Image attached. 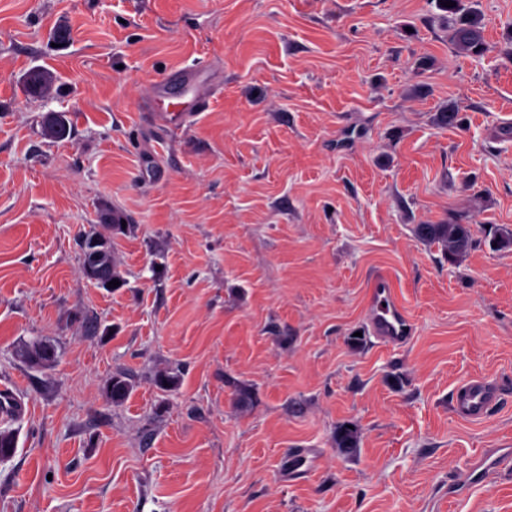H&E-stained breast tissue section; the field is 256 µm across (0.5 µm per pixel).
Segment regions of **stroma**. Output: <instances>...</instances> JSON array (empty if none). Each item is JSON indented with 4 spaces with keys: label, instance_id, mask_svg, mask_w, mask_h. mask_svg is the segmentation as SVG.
I'll return each instance as SVG.
<instances>
[{
    "label": "stroma",
    "instance_id": "stroma-1",
    "mask_svg": "<svg viewBox=\"0 0 512 512\" xmlns=\"http://www.w3.org/2000/svg\"><path fill=\"white\" fill-rule=\"evenodd\" d=\"M478 10L471 57L436 0H0V393L25 405L0 415V512H512V476L448 490L512 444V0ZM216 62L193 126L134 112ZM454 217L476 244L451 263L416 228ZM91 233L119 287L83 276ZM379 272L416 323L401 348L365 321ZM37 338L52 366L18 358ZM479 376L504 400L458 419ZM97 251H101L100 264L105 267L108 280L111 282L113 279H115L112 253L110 249L104 245L102 238L96 236L95 234L88 235L84 240L81 258L82 273L86 278H88L86 270L87 257L89 254ZM503 391L495 382L476 377L460 384L451 399L452 413L461 419L479 422L503 400Z\"/></svg>",
    "mask_w": 512,
    "mask_h": 512
}]
</instances>
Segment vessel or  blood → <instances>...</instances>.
I'll use <instances>...</instances> for the list:
<instances>
[{"mask_svg":"<svg viewBox=\"0 0 512 512\" xmlns=\"http://www.w3.org/2000/svg\"><path fill=\"white\" fill-rule=\"evenodd\" d=\"M169 83L178 84L184 96L174 109L157 110L161 98L159 85H151L138 101L137 109L150 112L155 122L170 129L190 126L221 88V72L216 68L203 71L183 68L173 71ZM366 319L373 336L390 347L406 345L415 334V323L396 296L386 276H374L368 292ZM503 399V391L495 382L476 377L460 384L451 399L453 414L461 419L479 422L486 419Z\"/></svg>","mask_w":512,"mask_h":512,"instance_id":"1","label":"vessel or blood"}]
</instances>
